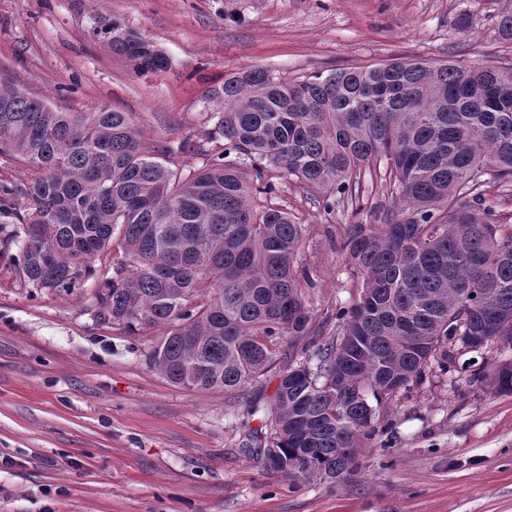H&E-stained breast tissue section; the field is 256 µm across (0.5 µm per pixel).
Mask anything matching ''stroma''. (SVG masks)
<instances>
[{
  "mask_svg": "<svg viewBox=\"0 0 512 512\" xmlns=\"http://www.w3.org/2000/svg\"><path fill=\"white\" fill-rule=\"evenodd\" d=\"M505 13L512 0H0V78L72 112L131 113L144 147L172 146L168 166L184 176L223 147L206 95L228 76L297 81L393 59L511 65ZM116 22L168 68L141 75L113 54L102 32ZM278 182L277 205L306 228L297 262L325 341L358 295L342 230L392 197L378 182L368 209L340 200L328 213L296 179ZM25 214L22 197L0 199V512H512V394L484 380L512 362V342L489 341L384 400L343 482L295 483L255 453L277 379L235 391L168 383L147 363L165 325L100 316V281L130 257L112 246L76 287L33 286L13 235Z\"/></svg>",
  "mask_w": 512,
  "mask_h": 512,
  "instance_id": "obj_1",
  "label": "stroma"
}]
</instances>
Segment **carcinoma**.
I'll return each instance as SVG.
<instances>
[{
  "mask_svg": "<svg viewBox=\"0 0 512 512\" xmlns=\"http://www.w3.org/2000/svg\"><path fill=\"white\" fill-rule=\"evenodd\" d=\"M106 34L137 72L167 67L120 24ZM207 99L223 149L182 178L167 165L173 148H143L131 113L67 112L1 81L0 154L29 172L3 189L27 203L20 270L40 288H72L118 241L133 270L103 280L101 316L169 324L148 361L182 388L238 390L275 372L272 437L259 449L278 459L269 470L342 481L377 431L370 398L434 365L448 372L474 336L512 341V217L484 193L512 183V65L393 60L294 82L254 70ZM274 170L327 212L338 197L363 210L366 174L393 197L375 223L343 231L360 292L336 311L340 335L286 363L274 346H298L315 320L302 294L310 272L295 267L304 225L254 205L278 195ZM488 380L512 393L501 367Z\"/></svg>",
  "mask_w": 512,
  "mask_h": 512,
  "instance_id": "cac0c4a2",
  "label": "carcinoma"
}]
</instances>
